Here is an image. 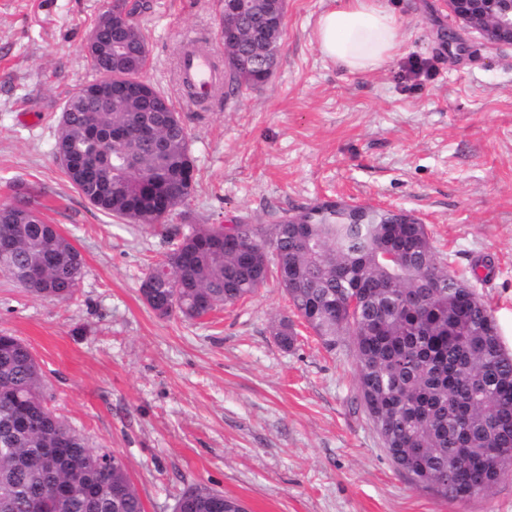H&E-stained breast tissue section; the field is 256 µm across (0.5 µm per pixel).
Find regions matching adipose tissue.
<instances>
[{"label": "adipose tissue", "mask_w": 512, "mask_h": 512, "mask_svg": "<svg viewBox=\"0 0 512 512\" xmlns=\"http://www.w3.org/2000/svg\"><path fill=\"white\" fill-rule=\"evenodd\" d=\"M323 56L352 72L372 71L399 55L402 23L382 0H336L315 31Z\"/></svg>", "instance_id": "obj_1"}]
</instances>
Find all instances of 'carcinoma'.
Returning a JSON list of instances; mask_svg holds the SVG:
<instances>
[{
  "instance_id": "obj_1",
  "label": "carcinoma",
  "mask_w": 512,
  "mask_h": 512,
  "mask_svg": "<svg viewBox=\"0 0 512 512\" xmlns=\"http://www.w3.org/2000/svg\"><path fill=\"white\" fill-rule=\"evenodd\" d=\"M125 37L140 76L149 62L140 51L144 28L133 21ZM89 59L104 77L124 73L104 54ZM258 75L250 66L229 73L231 94L255 86ZM99 84L70 98L73 111L55 144L70 157L64 172L96 210L157 224L191 196L187 127L172 104L167 112L149 111L145 98L104 105L90 95ZM222 230L220 224L192 229L149 270L142 287L155 300L153 311L199 319L272 276L326 348L353 337L361 400L386 421L388 452L412 456L405 471L413 482L464 500L471 488L485 494L512 474V353L468 280L437 262L425 225L400 210L326 201L266 227L234 224L235 247H224ZM1 236L13 239L14 252L0 269L38 297L72 298L83 258L29 202L0 206ZM354 297L359 308L352 311ZM275 336L292 348V322L281 320ZM19 406L28 413L21 428L13 425ZM64 439L62 456L45 469L41 449ZM53 484L66 487L67 496L53 499ZM210 492L190 486L175 506L224 512L207 506ZM36 503L41 512H145L127 468L55 413L29 347L1 334L0 512H34Z\"/></svg>"
}]
</instances>
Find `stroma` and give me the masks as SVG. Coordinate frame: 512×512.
I'll use <instances>...</instances> for the list:
<instances>
[{
  "label": "stroma",
  "instance_id": "stroma-1",
  "mask_svg": "<svg viewBox=\"0 0 512 512\" xmlns=\"http://www.w3.org/2000/svg\"><path fill=\"white\" fill-rule=\"evenodd\" d=\"M335 2L288 0L270 79L202 107L177 52L192 35L223 54L217 0H149L143 77L187 126L195 183L165 222L132 224L88 204L55 152L64 105L97 77L84 45L112 0H0V205L26 198L84 260L67 301L0 272V332L30 348L56 412L123 461L146 512H173L194 484L248 512H512V476L453 501L414 484L361 401L352 338L327 350L275 280L196 320L142 296L194 224L267 225L325 200L404 209L451 272L491 262L472 286L512 352V46L461 28L447 0H383L401 53L352 73L314 37ZM287 317L289 350L273 334Z\"/></svg>",
  "mask_w": 512,
  "mask_h": 512
}]
</instances>
